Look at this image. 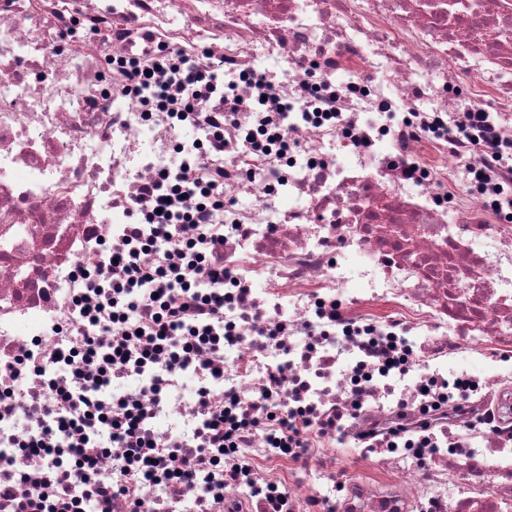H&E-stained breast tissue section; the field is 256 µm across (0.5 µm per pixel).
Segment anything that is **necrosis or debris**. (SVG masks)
Returning <instances> with one entry per match:
<instances>
[{"instance_id": "4bbe7bcc", "label": "necrosis or debris", "mask_w": 512, "mask_h": 512, "mask_svg": "<svg viewBox=\"0 0 512 512\" xmlns=\"http://www.w3.org/2000/svg\"><path fill=\"white\" fill-rule=\"evenodd\" d=\"M201 60L251 85L216 127L183 106ZM146 63L166 100L140 91ZM485 99L512 117V0H0V512H95L54 469L111 487L105 512H512V169L439 134ZM163 176L223 191L207 210L172 195L186 237L125 255L185 268L213 303L182 365L143 355L137 317L85 286ZM187 237L222 238L230 279L189 267ZM87 335L97 357L61 361ZM116 348L122 380L100 385ZM470 356L497 368L461 373V396L448 367ZM78 384L100 419L75 428ZM133 413L139 448L112 435ZM214 418L264 425L216 448ZM340 437L381 452L379 477L337 479Z\"/></svg>"}]
</instances>
